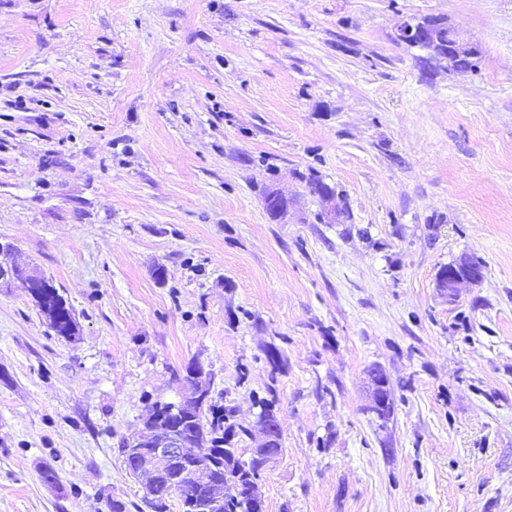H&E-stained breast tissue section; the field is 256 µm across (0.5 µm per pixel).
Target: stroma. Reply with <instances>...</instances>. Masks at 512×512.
<instances>
[{"instance_id":"35a3bbf8","label":"stroma","mask_w":512,"mask_h":512,"mask_svg":"<svg viewBox=\"0 0 512 512\" xmlns=\"http://www.w3.org/2000/svg\"><path fill=\"white\" fill-rule=\"evenodd\" d=\"M431 16L476 72L397 41ZM13 262L78 331L0 283V512H150L118 445L192 364L276 399L265 512H512V0H0ZM428 56L423 60L424 65L432 64L433 61H446L448 63L449 70H460V69H470L476 70L478 63V55L479 51L476 48L473 54H455L452 51H447L443 53V55ZM470 265L483 269V264L474 258L467 259ZM467 262H460L452 264L443 268L438 273V285L440 288L448 289V291L455 292L462 282L477 283L482 279V272H475L471 270ZM26 276H30L25 280V287L32 295L37 288H42V277L33 272H27ZM45 288H42L40 295L34 298L39 311L45 316L49 327L56 332L57 335L63 337H73L74 326L77 328V322L71 306L67 300L59 293L48 279L43 277ZM371 402L372 405H379L382 407L375 408L378 416L383 419L389 418L392 413L393 403L391 400V390L389 391V403L386 395V388L388 385L387 376L381 370H374L371 373ZM386 404V405H385Z\"/></svg>"}]
</instances>
